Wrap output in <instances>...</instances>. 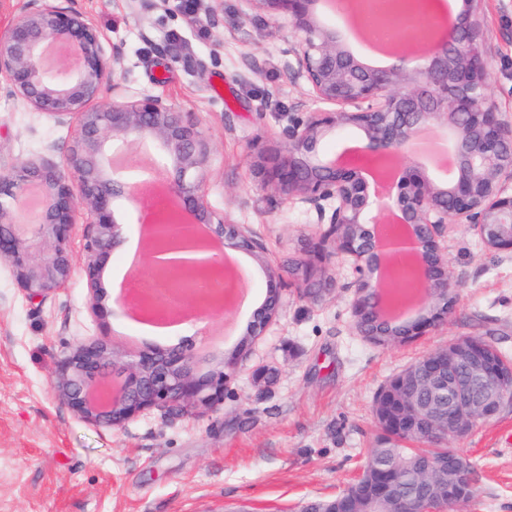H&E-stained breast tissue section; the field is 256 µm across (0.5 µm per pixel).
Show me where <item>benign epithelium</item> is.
Here are the masks:
<instances>
[{
	"label": "benign epithelium",
	"instance_id": "7a95c632",
	"mask_svg": "<svg viewBox=\"0 0 512 512\" xmlns=\"http://www.w3.org/2000/svg\"><path fill=\"white\" fill-rule=\"evenodd\" d=\"M248 2L285 19L276 31L288 39L286 76L304 80L320 104L290 119L282 132L285 156L263 154L257 164L262 189L306 205L313 223L327 225L300 266L299 294L317 299L335 290V277L323 266L332 244L348 262L355 328L361 335L380 336L389 344L438 328L454 306L452 274L441 244L447 226L465 224L487 250L512 254V122L504 120L488 91L481 50L483 0H465L461 14L418 37L422 49L417 55L390 69L367 67L345 49L335 31L314 19L312 0ZM392 8L421 15L429 3L392 0ZM123 60L115 45L107 58L98 27L55 0H39L0 33V77L9 95L61 123H77L63 169L29 160L0 178V263L26 297L39 302L64 289L80 267L92 291V311L105 316L102 271L123 233L112 202L119 196L133 201L141 183L134 175L116 172L115 146L136 137L157 143L174 171L169 191L177 206L156 211L148 234L145 260L157 289L117 301H130L138 311L154 315L169 311L159 304L164 293L204 315L226 312L215 305L224 295L223 256L197 243L198 225L207 228L211 240L262 263L267 297L247 325L239 351L204 380L193 376L190 352L184 350L118 355L97 341L67 346L55 363L58 396L79 421L113 429L155 408L188 413L224 403L226 370L281 314L283 281V271L265 263L264 247L249 228L209 207L205 173L211 146L197 123L162 96H127L113 79ZM108 92L112 97H106ZM425 126H444L452 138L456 175L446 183L413 162L400 161L402 148ZM347 129L364 137L363 161L326 159L325 139ZM374 160L399 163L384 196L372 191L363 176ZM32 190L38 198L29 207L34 221L26 229L17 214ZM80 210L86 222L77 256L72 242ZM390 251L409 257L408 273L421 288L420 314L396 333L389 328L382 283ZM203 284L208 291L198 289ZM482 348L477 340L459 339L394 376L391 393L400 403L395 428L422 435L441 428L446 437L461 439L479 421L497 416L512 400V370L495 373ZM462 361L469 367L465 381L455 375ZM113 372L119 378L116 388ZM418 377L433 391H448V404L420 406L409 391ZM483 384L488 393L478 401L473 388ZM445 468L448 495L419 510L407 504L405 512H445L470 500L464 492L470 487L466 457L450 454L446 462L427 457L419 462L424 474ZM392 492L391 481L377 475L370 497L385 499Z\"/></svg>",
	"mask_w": 512,
	"mask_h": 512
}]
</instances>
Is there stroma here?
Returning a JSON list of instances; mask_svg holds the SVG:
<instances>
[{
  "label": "stroma",
  "mask_w": 512,
  "mask_h": 512,
  "mask_svg": "<svg viewBox=\"0 0 512 512\" xmlns=\"http://www.w3.org/2000/svg\"><path fill=\"white\" fill-rule=\"evenodd\" d=\"M91 19L104 49L119 46L115 80L132 95L169 98L197 121L212 153L208 204L249 225L270 262L285 270L283 313L264 336L240 349L251 310L187 318L196 337L190 367L207 376L238 354L224 403L187 415L150 410L113 430L75 419L53 393L56 358L69 344L99 339L118 351L169 352L174 336H141L116 302L112 273L150 287L146 266L124 268L121 249L105 263L109 313L88 307L81 272L42 303L0 268V512H300L303 503L349 485L380 439L373 399L409 364L449 342L479 337L512 357V255L488 252L466 226L447 229L443 247L456 283L454 308L436 330L377 345L354 329L347 265L332 255L337 288L329 299L300 298L293 268L308 257L320 225L302 204L271 203L260 187L259 150L278 148L293 113L313 107L303 80L284 75L288 43L276 18L245 0H168L133 10L130 0H57ZM315 19L369 63L339 0L314 4ZM482 49L492 96L512 122V0H485ZM72 123L27 109L0 90V174L18 162L59 164ZM472 461L476 493L462 512H512V403L449 443Z\"/></svg>",
  "instance_id": "stroma-1"
}]
</instances>
